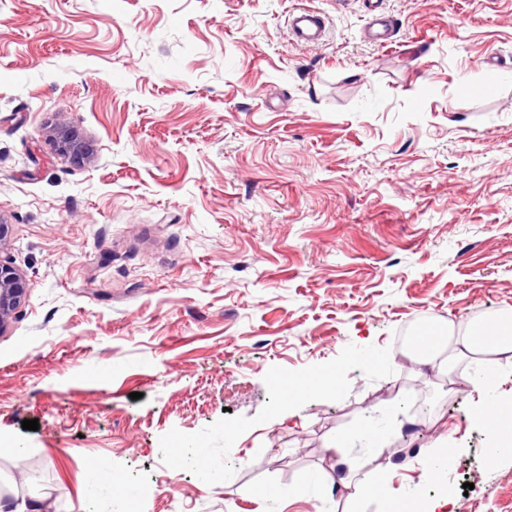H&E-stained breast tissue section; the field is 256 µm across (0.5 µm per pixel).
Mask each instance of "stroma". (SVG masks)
I'll return each instance as SVG.
<instances>
[{
  "mask_svg": "<svg viewBox=\"0 0 512 512\" xmlns=\"http://www.w3.org/2000/svg\"><path fill=\"white\" fill-rule=\"evenodd\" d=\"M303 6L319 46L291 39ZM61 128L87 155L56 150ZM0 264L25 279L0 332V496L379 512L321 480L341 434L386 495L512 512V453L489 458L457 384L472 362L399 360L423 325L512 310V0H0ZM328 373L338 393L289 401ZM419 401V451L383 454L368 427ZM103 461L133 495L89 496ZM288 24L293 36L306 43H318L325 34L324 20L318 12L311 9L292 12ZM446 446H435L428 457L427 475L436 482H440L445 470L452 461L456 450L455 448H443Z\"/></svg>",
  "mask_w": 512,
  "mask_h": 512,
  "instance_id": "obj_1",
  "label": "stroma"
}]
</instances>
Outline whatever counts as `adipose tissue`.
<instances>
[{"label": "adipose tissue", "instance_id": "ef3b65f1", "mask_svg": "<svg viewBox=\"0 0 512 512\" xmlns=\"http://www.w3.org/2000/svg\"><path fill=\"white\" fill-rule=\"evenodd\" d=\"M417 363L438 364L441 373L466 358L486 356L500 359L512 355V314L469 325L462 336L448 340L440 329L423 327L413 340ZM496 375L486 374L473 382L481 398L478 416L490 438L492 453L512 450V399L500 398Z\"/></svg>", "mask_w": 512, "mask_h": 512}]
</instances>
